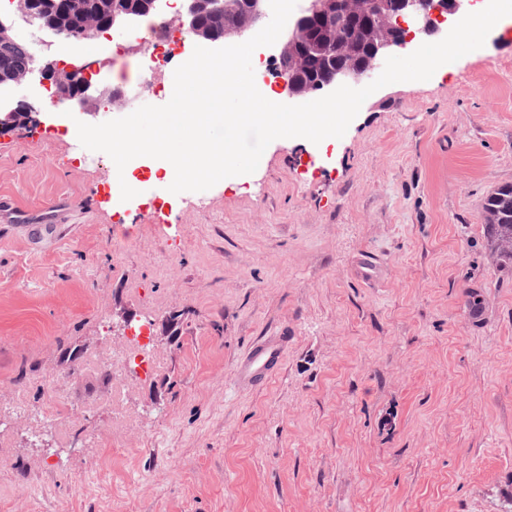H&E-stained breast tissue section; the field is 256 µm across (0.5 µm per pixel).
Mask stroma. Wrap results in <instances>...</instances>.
<instances>
[{"label": "stroma", "instance_id": "stroma-1", "mask_svg": "<svg viewBox=\"0 0 512 512\" xmlns=\"http://www.w3.org/2000/svg\"><path fill=\"white\" fill-rule=\"evenodd\" d=\"M107 42L86 62L108 93L116 72L172 84L201 40L160 63L127 26ZM10 95L37 115L0 132V199L65 203L71 232H0V512H512V270L483 211L512 184V39L208 190L134 168L128 201L76 127L128 107L55 121L30 84ZM281 334L271 382H239ZM127 349L157 368L121 372ZM72 370L66 419L15 411Z\"/></svg>", "mask_w": 512, "mask_h": 512}]
</instances>
